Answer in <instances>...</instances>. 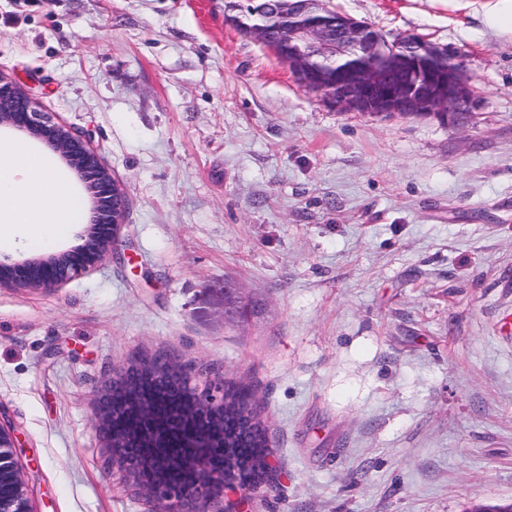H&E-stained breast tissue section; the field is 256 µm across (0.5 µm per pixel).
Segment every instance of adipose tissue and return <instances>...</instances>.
Returning <instances> with one entry per match:
<instances>
[{"mask_svg": "<svg viewBox=\"0 0 512 512\" xmlns=\"http://www.w3.org/2000/svg\"><path fill=\"white\" fill-rule=\"evenodd\" d=\"M73 206L72 190L43 154L0 138V241L18 228L38 235L69 223Z\"/></svg>", "mask_w": 512, "mask_h": 512, "instance_id": "1", "label": "adipose tissue"}]
</instances>
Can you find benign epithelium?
I'll return each mask as SVG.
<instances>
[{"label": "benign epithelium", "mask_w": 512, "mask_h": 512, "mask_svg": "<svg viewBox=\"0 0 512 512\" xmlns=\"http://www.w3.org/2000/svg\"><path fill=\"white\" fill-rule=\"evenodd\" d=\"M315 0H288L275 12L288 10L285 25L247 26L239 18L228 21L242 32L274 44L277 53L306 88L318 92L334 107L369 114L407 117L426 112L448 113V123L465 126L477 106L475 91L461 64L418 38L391 45L366 22L343 14L313 22ZM0 125L24 131L59 154L79 176L91 202V223L83 243L67 251L24 259L0 256V285L51 290L101 264L113 251L124 226L126 189L112 177L86 136L55 121L38 109L21 86L0 73ZM134 372L142 381L158 377L175 398L184 403L182 417L194 421L199 435L193 448L215 449L217 458L184 460L195 464L193 474L174 484L163 477L169 461L156 455L147 458L137 443L161 447L164 434L154 426L156 405L134 393L126 410L139 416L142 428L132 441L115 435L122 412L112 406L115 382L106 388L96 423L112 463L119 466L134 491L146 495L156 512H229L215 505L224 501V490H248L239 478L244 462L224 454V380L195 362L164 360L148 362L120 374ZM14 430L0 423V486L11 494L0 495V512H31L21 470L14 460Z\"/></svg>", "instance_id": "obj_1"}]
</instances>
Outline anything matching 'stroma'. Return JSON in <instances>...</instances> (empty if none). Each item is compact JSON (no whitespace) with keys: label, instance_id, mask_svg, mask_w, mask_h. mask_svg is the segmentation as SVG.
Listing matches in <instances>:
<instances>
[{"label":"stroma","instance_id":"35a3bbf8","mask_svg":"<svg viewBox=\"0 0 512 512\" xmlns=\"http://www.w3.org/2000/svg\"><path fill=\"white\" fill-rule=\"evenodd\" d=\"M242 0H0V73L127 191L95 270L0 286V423L33 512H151L94 415L177 357L253 385L278 472L241 512L512 503V41L487 0H320L461 62L468 125L344 111L227 22ZM16 232L0 252L75 246ZM247 305L225 315L224 291Z\"/></svg>","mask_w":512,"mask_h":512}]
</instances>
